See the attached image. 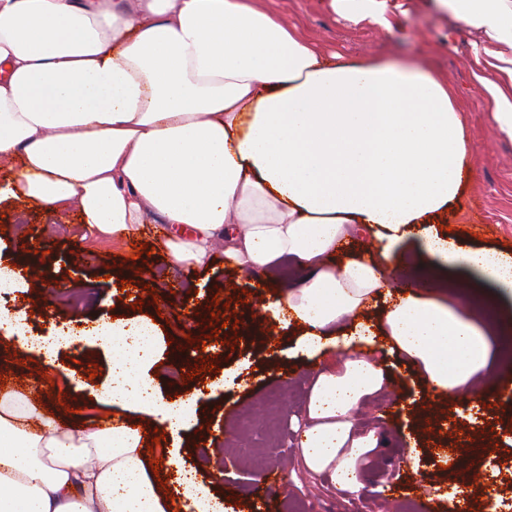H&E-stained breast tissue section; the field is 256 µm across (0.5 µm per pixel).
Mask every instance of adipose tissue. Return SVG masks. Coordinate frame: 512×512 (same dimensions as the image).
<instances>
[{
	"label": "adipose tissue",
	"instance_id": "ef3b65f1",
	"mask_svg": "<svg viewBox=\"0 0 512 512\" xmlns=\"http://www.w3.org/2000/svg\"><path fill=\"white\" fill-rule=\"evenodd\" d=\"M330 12L390 29L397 0H326ZM480 46L472 61L495 135L512 141V0H431ZM447 79L425 62H345L259 0H0V163L4 193L47 214L78 210L102 238H136L162 217L176 265L214 250L245 277L292 258L305 275L266 308L311 364L299 459L340 491L380 444L349 416L387 386L378 354L401 355L434 396L468 390L493 329L441 281L475 272L512 296V256L464 247L433 219L456 203L475 146ZM370 257L330 262L352 235ZM415 238L437 265L425 293L392 289L388 263ZM356 317L350 333L340 323ZM94 340L112 353L100 393L112 423L74 429L34 386L0 394V512H224L169 461L152 475L143 426L170 436L198 418L199 391L163 400L150 368L154 323L101 321L39 349Z\"/></svg>",
	"mask_w": 512,
	"mask_h": 512
}]
</instances>
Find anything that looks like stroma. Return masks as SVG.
Returning <instances> with one entry per match:
<instances>
[{
	"label": "stroma",
	"instance_id": "1",
	"mask_svg": "<svg viewBox=\"0 0 512 512\" xmlns=\"http://www.w3.org/2000/svg\"><path fill=\"white\" fill-rule=\"evenodd\" d=\"M261 4L344 60H428L454 88L475 145L464 189L448 214L441 216L440 225L450 228L451 238L464 245L512 255V141L495 136L483 88L471 73L474 35L463 32L449 38L447 19L427 13L423 0H406L390 33L367 21L348 23L328 11L323 0ZM166 234V229L147 224L137 239L112 241L89 234L77 210L49 216L37 206L0 202V261L39 268L24 292L0 294V311L28 306L29 335H48L53 325L88 330L104 317L152 320L171 348L151 372L165 398L174 399L188 384L185 363L193 358L191 340L213 333L211 319L223 322L211 368L196 381L200 387L218 379L225 382L202 404L205 438H165L153 448L164 488L176 487L167 464L176 450L198 481L223 498L226 512H254L252 486L285 458L294 464L274 492V512H287V505L298 499L304 512H371L381 485L389 481L423 482L436 512H460L458 500L463 495L474 506L490 499L512 503V400L492 402L479 417L471 415L475 398L498 380L512 379L511 298L494 305L495 318L506 324L501 348L492 351L472 390L449 395L445 405L423 404L421 377L398 357H387L394 385L385 397L370 398L354 416L355 423L377 430L383 444L358 462L359 490L342 494L324 476L310 474L297 463L296 441L272 436L269 419H256L246 433L240 427L241 417L272 392L282 395L272 417L283 427H294L302 417L308 370L303 358L293 353L295 333L264 316L260 328L279 339L281 350L264 349L258 337L248 334L244 319L258 302L257 279L234 276L220 257L205 271L170 266ZM142 243L152 247V255L136 256ZM139 272L150 291L135 298L124 295L122 280ZM138 299L143 305L137 310L133 304ZM111 367V353L86 343L60 348L50 365L34 352L0 349V377L10 382L47 377L38 399L76 425L93 423L103 414L95 394L109 380ZM474 444L486 453L470 458L463 471L440 468L432 455L436 448L460 450Z\"/></svg>",
	"mask_w": 512,
	"mask_h": 512
}]
</instances>
